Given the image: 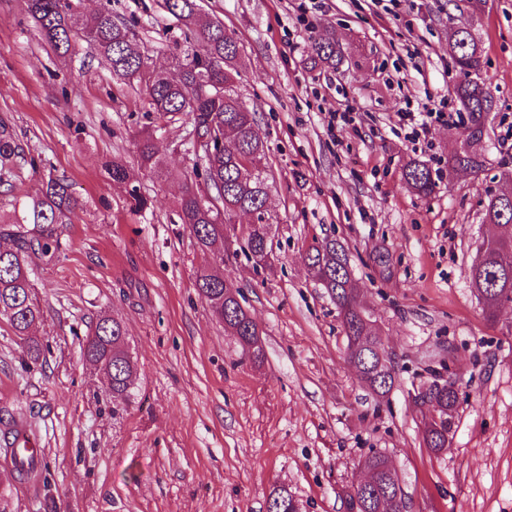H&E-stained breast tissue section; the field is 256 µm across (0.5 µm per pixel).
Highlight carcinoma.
<instances>
[{
  "mask_svg": "<svg viewBox=\"0 0 512 512\" xmlns=\"http://www.w3.org/2000/svg\"><path fill=\"white\" fill-rule=\"evenodd\" d=\"M22 2L38 34L57 55L63 58L72 55L77 37L90 43L114 76L138 85L153 112L163 118L186 115L199 128V140L189 151L192 173L204 176L206 188L186 186L178 199L176 213L180 223L196 238L201 251L207 252L217 241L225 240V230L237 212H262L268 198L265 142L256 113L249 110L233 90V62L239 47L221 22L200 16L196 0H164L167 12L184 26L186 39L194 43L192 52L178 62L176 77L150 68L148 58L133 47L130 25L109 10L83 16L74 11L71 0ZM448 45L457 55L455 94L461 111L469 127L479 138L487 140L484 88L469 78L470 70L480 64L476 52L482 50L481 44L469 32H453L448 37ZM313 51L315 65L334 68L341 60L333 33L315 35ZM137 149L144 168L152 172L160 169L161 160L151 135L141 136ZM21 153L22 148L9 126L0 124V184L10 183L13 160ZM485 163L479 145L469 150H455L448 155V172L478 174ZM404 180L421 196L432 194L436 187L432 170L425 163L409 165ZM217 203L224 209L222 221L214 211ZM76 205L71 184L51 177L37 192L14 200L13 216L0 230V236L14 242L11 248H0V315L6 318L14 335L23 337V356L33 362L39 360L43 343L30 330L41 319L43 309L33 292L30 259L49 253L50 240L60 227L70 223ZM484 220L503 233L495 240L497 249L485 257L483 265L470 268V282H481L489 294L485 311L487 317L493 319L504 304L498 291H512V267L508 269L498 260L501 253H512V202L498 201L494 195L488 197ZM240 252L257 265H268L269 225H254L245 243L237 249L224 244L228 257ZM308 269L312 279L326 289L340 311L347 340L346 361L361 368L375 395L386 396L395 381V360L388 357L385 370H378L377 354L368 348L378 343V338L366 326V314L359 304L360 292L353 282L343 246L333 239L323 241L308 256ZM196 288L216 317L224 322L229 335L244 339L260 335L257 323L239 302L234 283L226 279L219 268L204 265L198 269ZM125 341L123 322L102 314L81 349L82 357L110 380L106 393L114 404V413L118 405L129 402L133 396L136 362ZM436 404L446 410V420L439 424L425 423L422 439L427 448L439 452L448 447L455 402L445 396L437 399ZM11 434L10 430L4 436V451L15 461L17 478L26 481L40 472L44 487L50 488L47 469L39 467V462L34 461L28 467L16 463L15 448L9 439ZM363 465L372 479L370 491L357 500L347 495V512H391L387 509V483L383 474L385 454L375 452L366 457Z\"/></svg>",
  "mask_w": 512,
  "mask_h": 512,
  "instance_id": "cac0c4a2",
  "label": "carcinoma"
}]
</instances>
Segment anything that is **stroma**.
<instances>
[{"label": "stroma", "mask_w": 512, "mask_h": 512, "mask_svg": "<svg viewBox=\"0 0 512 512\" xmlns=\"http://www.w3.org/2000/svg\"><path fill=\"white\" fill-rule=\"evenodd\" d=\"M307 13H300L299 2ZM132 24L155 66L189 43L163 0H73ZM240 51L234 90L257 114L270 174L271 263L238 255L224 275L262 331L251 361L199 296L195 272L209 257L175 205L192 161L187 116L159 120L135 85L113 78L78 42L58 57L23 11L0 0V121L24 149L0 185V223L15 196L42 178L66 179L78 205L58 244L31 259L44 309L32 333L44 344L24 363L0 317V434L26 423L45 453L50 485L19 481L0 455V512H266L285 486L301 512H346L349 488L373 451L397 467L407 512H512V305L488 320L470 268L494 230L487 192L512 168V0L481 11L453 0H200ZM468 26L484 47L499 100L478 176L449 174L464 124L435 127L413 145L396 113L405 102L458 110L448 31ZM332 31L336 68L312 66V38ZM349 110L339 140L327 112ZM151 131L168 170L141 165L136 141ZM128 183L112 179V164ZM436 174L427 197L405 183L407 165ZM147 199L135 209L130 187ZM340 242L373 330L396 362L395 383L376 397L344 360L342 318L308 275L315 242ZM121 319L137 362L134 397L113 409L103 371L81 346L100 312ZM460 400L448 446L422 442L425 411L414 396L437 375Z\"/></svg>", "instance_id": "obj_1"}]
</instances>
